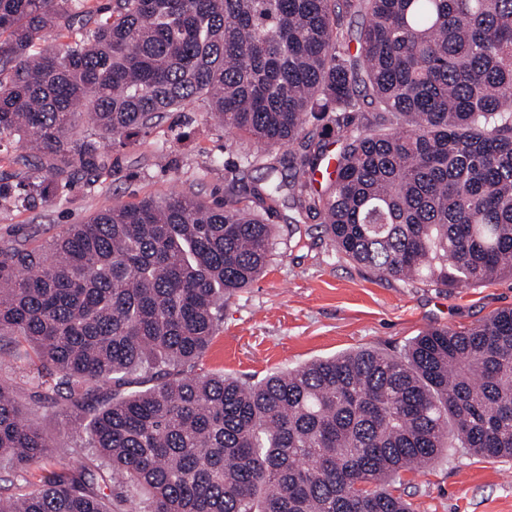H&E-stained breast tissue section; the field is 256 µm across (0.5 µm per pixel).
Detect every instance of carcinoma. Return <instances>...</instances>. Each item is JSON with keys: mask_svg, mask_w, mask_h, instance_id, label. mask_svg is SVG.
Wrapping results in <instances>:
<instances>
[{"mask_svg": "<svg viewBox=\"0 0 512 512\" xmlns=\"http://www.w3.org/2000/svg\"><path fill=\"white\" fill-rule=\"evenodd\" d=\"M356 12L363 79L345 59ZM193 104L265 149L299 144L295 173L246 154L228 174L263 170L250 197L114 204L0 247L16 345L0 372L30 360V398L90 413L92 449L54 461L0 378V512H414L388 490L402 473L448 448L512 458V308L252 384L185 373L273 259L250 202L271 210L285 185L290 223L322 217L380 277H512V0H0V162L25 164L14 144L41 158L25 197L0 183V208L63 194L73 169L102 178L104 142Z\"/></svg>", "mask_w": 512, "mask_h": 512, "instance_id": "1", "label": "carcinoma"}]
</instances>
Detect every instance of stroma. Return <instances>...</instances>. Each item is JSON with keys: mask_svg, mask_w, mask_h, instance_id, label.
Masks as SVG:
<instances>
[{"mask_svg": "<svg viewBox=\"0 0 512 512\" xmlns=\"http://www.w3.org/2000/svg\"><path fill=\"white\" fill-rule=\"evenodd\" d=\"M254 150L204 112L167 113L150 134L111 148L106 179L78 176L65 195L0 209V246L43 243L116 203L174 192L223 203L231 191L226 166ZM320 223L304 218L297 244L278 249L266 271L225 304L199 372L257 382L361 347H400L428 328L470 327L512 308V278L452 291L383 278L337 254ZM25 412L57 451L82 444V429L65 410L29 403ZM390 489L417 512H512V458L488 460L450 448L434 466L404 473Z\"/></svg>", "mask_w": 512, "mask_h": 512, "instance_id": "obj_1", "label": "stroma"}]
</instances>
